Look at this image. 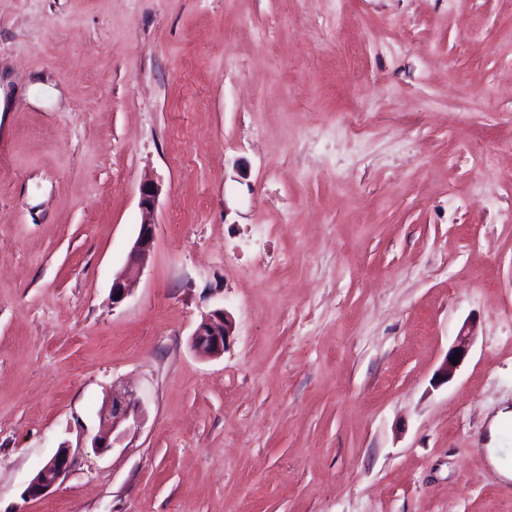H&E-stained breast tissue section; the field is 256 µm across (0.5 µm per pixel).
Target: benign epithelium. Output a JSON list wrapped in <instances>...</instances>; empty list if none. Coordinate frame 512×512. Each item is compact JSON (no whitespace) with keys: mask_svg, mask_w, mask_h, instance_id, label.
<instances>
[{"mask_svg":"<svg viewBox=\"0 0 512 512\" xmlns=\"http://www.w3.org/2000/svg\"><path fill=\"white\" fill-rule=\"evenodd\" d=\"M156 195L157 188L153 184L143 185L140 201L142 221L139 224L138 235L124 268L112 279V294H121L120 298L112 299L114 306L122 303L128 296L130 282L143 273L153 250L157 228L154 220ZM232 328V321L226 310H213L203 315L197 323L192 333L191 346L203 357H217L224 353ZM470 341L471 336L468 333L457 337L455 345L448 351L447 358L438 370L442 381L447 382L453 378L458 366L452 364L450 359L458 354L459 361H464L469 351ZM138 411L139 406L135 401L133 389L112 387V393L107 397L100 411L98 429L92 438V447L101 451L114 447L117 439L116 432L130 417L137 416ZM71 463V446L63 443L29 481L24 496L31 498L48 495L69 471Z\"/></svg>","mask_w":512,"mask_h":512,"instance_id":"7a95c632","label":"benign epithelium"}]
</instances>
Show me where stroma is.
<instances>
[{
    "instance_id": "1",
    "label": "stroma",
    "mask_w": 512,
    "mask_h": 512,
    "mask_svg": "<svg viewBox=\"0 0 512 512\" xmlns=\"http://www.w3.org/2000/svg\"><path fill=\"white\" fill-rule=\"evenodd\" d=\"M510 136L512 0H0V512H512ZM157 188L152 183H146L141 189L142 221L139 224L137 238L129 252L124 268L112 279V302L122 303L129 293V284L140 276L149 260L156 237L157 224L154 220ZM122 292L120 299L116 294ZM232 328V321L226 310H213L203 315L197 323L191 335V346L203 357L220 356L224 353ZM471 336L469 333L460 334L457 337L455 345L448 351V355L438 370L439 377L442 381L448 382L453 378L457 369L463 363L465 357L468 354L470 346ZM456 351L460 352V358L457 365H453L450 359L454 358ZM139 406L134 398V391L129 387L117 388L112 386V393L107 397L100 415L96 434L92 438V448L101 451L114 447L118 437L116 432L131 416L135 418ZM71 448L68 443H62L59 446L56 453L43 464L29 481L24 491V497H42L49 494L71 467Z\"/></svg>"
}]
</instances>
